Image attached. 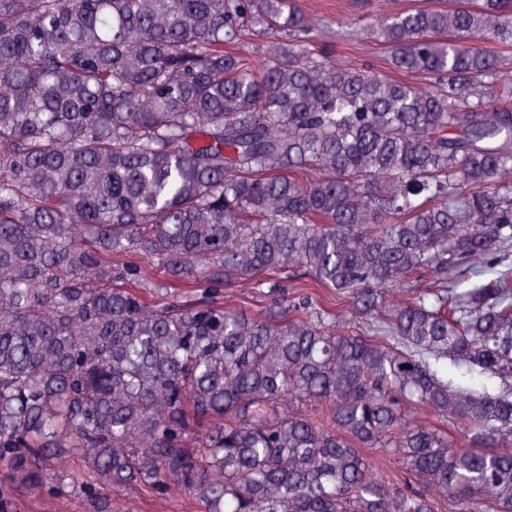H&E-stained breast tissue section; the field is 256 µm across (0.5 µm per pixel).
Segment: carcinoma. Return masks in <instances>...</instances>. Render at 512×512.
<instances>
[{"instance_id":"carcinoma-1","label":"carcinoma","mask_w":512,"mask_h":512,"mask_svg":"<svg viewBox=\"0 0 512 512\" xmlns=\"http://www.w3.org/2000/svg\"><path fill=\"white\" fill-rule=\"evenodd\" d=\"M371 35L0 0V512H512V0ZM307 10L321 16L334 18L336 29L338 26L356 27L361 30L357 35V42L350 43L344 40L336 41L335 56L339 61L350 62L359 67H368L377 70H386L384 52L369 34L365 27L371 21L368 17L358 22L360 17L350 0H300ZM358 22L357 24H354Z\"/></svg>"}]
</instances>
